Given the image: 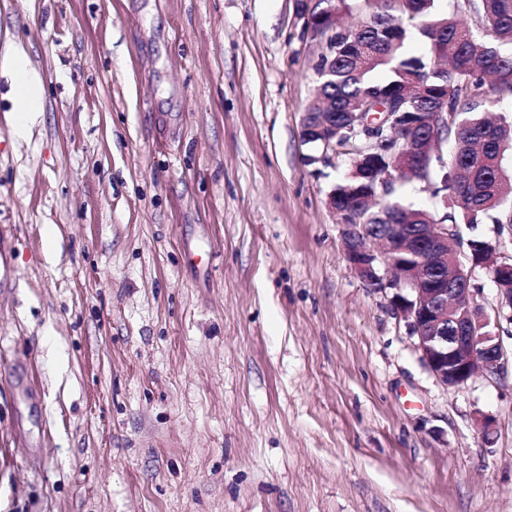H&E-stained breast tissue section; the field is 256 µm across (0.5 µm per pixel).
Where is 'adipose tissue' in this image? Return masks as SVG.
Listing matches in <instances>:
<instances>
[{
    "label": "adipose tissue",
    "mask_w": 512,
    "mask_h": 512,
    "mask_svg": "<svg viewBox=\"0 0 512 512\" xmlns=\"http://www.w3.org/2000/svg\"><path fill=\"white\" fill-rule=\"evenodd\" d=\"M0 71L11 79L15 108L10 121L17 138H26L44 110L43 77L19 44L7 40L0 44Z\"/></svg>",
    "instance_id": "ef3b65f1"
}]
</instances>
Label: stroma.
Listing matches in <instances>:
<instances>
[{"label": "stroma", "mask_w": 512, "mask_h": 512, "mask_svg": "<svg viewBox=\"0 0 512 512\" xmlns=\"http://www.w3.org/2000/svg\"><path fill=\"white\" fill-rule=\"evenodd\" d=\"M7 38L0 512H512V324L444 388L351 269L296 0H0ZM0 71L11 78L15 108L10 121L14 135L25 139L44 112L43 77L25 49L9 39L0 46Z\"/></svg>", "instance_id": "obj_1"}]
</instances>
